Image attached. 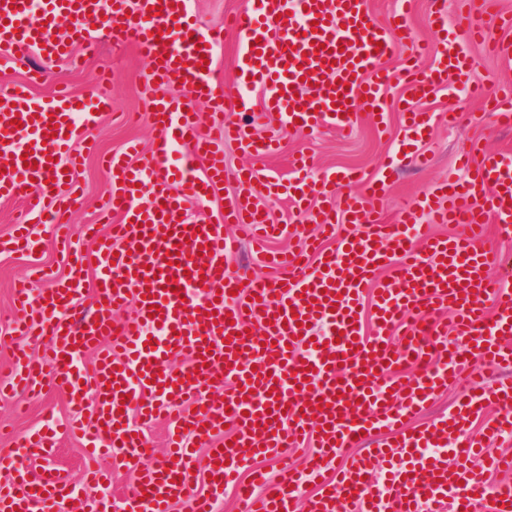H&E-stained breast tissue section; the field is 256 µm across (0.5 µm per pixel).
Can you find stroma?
<instances>
[{"label": "stroma", "mask_w": 512, "mask_h": 512, "mask_svg": "<svg viewBox=\"0 0 512 512\" xmlns=\"http://www.w3.org/2000/svg\"><path fill=\"white\" fill-rule=\"evenodd\" d=\"M80 66L56 59L44 62L47 71L44 82L31 88L39 100L49 99L61 87L81 97H90L100 74L112 78V114L87 131L79 145L83 164L77 179L83 187V197L71 202L67 189H60L50 204L60 210L65 223L73 227L102 223V213L112 187V175L103 166L105 156L121 153L130 143H137L141 155L151 151L156 131L146 113L141 97V85L150 65L129 46L115 44L111 35L102 34L95 49L75 43L71 46ZM473 59L471 76L486 84L488 92L512 83V60L489 55L484 49L470 50ZM387 100L384 124H377L366 113H359L354 130L343 135L324 128L309 134L288 131L276 123L259 118L251 126L259 137L279 139L280 149L271 156L257 157L244 152L236 143L224 145V161L232 168H252L271 180L288 179L292 159L298 150L308 151L317 161L309 174L317 179L325 170L357 169L371 177H384L387 194L380 203L386 223H395L403 206L436 186L448 173L454 172L458 153L470 149L475 157L488 154L512 156V127H499L480 104L464 95L448 96L441 91L418 102L417 111L428 113L430 129L424 138H414L406 129L401 111L405 93L400 84H392L384 93ZM460 115L457 123H449L448 110ZM261 204L274 223L283 225L281 237L271 244L272 250L296 248L300 238L292 230L301 225L305 231H316L310 216L299 213L285 196L262 197ZM34 237L38 248L30 253H0V312L12 309L15 283L27 277L34 264L51 267L56 275L69 271V259L63 242L52 225H35ZM70 411L65 390L50 381L40 398L20 396L0 397V455L16 459L25 457L26 450L18 442L28 432L55 431V445L47 459L32 460L34 470L48 467L80 480L85 459L78 440L61 435L59 429ZM135 473L124 467H113L112 482L107 486H85L87 499L111 502L112 512H128L127 502L134 484Z\"/></svg>", "instance_id": "1"}]
</instances>
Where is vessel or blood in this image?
<instances>
[{
  "label": "vessel or blood",
  "mask_w": 512,
  "mask_h": 512,
  "mask_svg": "<svg viewBox=\"0 0 512 512\" xmlns=\"http://www.w3.org/2000/svg\"><path fill=\"white\" fill-rule=\"evenodd\" d=\"M63 16L72 21L73 39L93 44L108 30L149 60L143 92L157 136L139 162L108 160L111 209L120 221L105 237L94 226L81 229L94 253L73 245L68 275L37 304L27 288L16 290L26 312L16 332L39 335L49 355L41 361L17 347L0 390L36 398L49 376L66 388L70 431L138 467L130 512H169L176 500L189 512H214L230 484L241 512H294L309 482L317 492L308 512H512V484L491 479L512 471V454L487 452L489 443L512 437L511 380L468 392L440 418L406 423L470 361L490 371L512 367V289L490 275L481 243L485 224L512 232V159L461 155V176H448L409 202L399 223L385 224L378 213L384 190L361 171L330 170L311 183L304 155L285 184L225 168L224 140L256 156L270 154L272 140H259L240 122L201 130L198 114L165 93L179 85L214 110L233 102L250 111L248 100L220 89L209 64L229 29L238 38L239 67L262 83L273 121L347 132L361 108L381 112L379 94L389 83L384 61L396 46L408 49L402 80L412 105L446 87L449 75L466 77L469 45L485 42L487 22L508 26L512 18L490 12L488 0H462L455 36L434 54L413 39L408 12L383 24L367 0H257L256 8L227 16L221 31L198 26L188 0H0V59L69 56L68 42L55 33ZM110 106L103 86L82 103L66 89L50 101L22 86L0 90V195L25 204L1 249L33 251L32 221L57 223L46 201L75 171V144ZM179 136L192 144L202 178L172 164ZM224 181L240 192L223 222L191 221L207 189ZM283 190L311 214L318 234L304 235V250L270 254L262 278L230 272L226 256L237 241L225 225L247 231L255 252H263L282 229L254 197ZM315 195L323 200L318 210L310 206ZM435 224L457 231L438 235ZM88 264L95 267V307L75 323ZM130 302L134 316L115 323V311ZM449 313L445 337L439 326ZM321 323L329 327L323 336L314 332ZM148 327L158 336L147 337ZM398 328L407 340L401 349L389 342ZM91 350L98 357L87 375L78 358ZM176 354L188 362L175 371L166 361ZM409 359L421 372L394 377ZM490 402L498 414L473 431ZM163 414L175 418L173 451L149 466L143 426ZM382 431L391 442L376 441ZM306 440L313 450L305 471L272 481L256 470L250 482L237 481L239 468ZM199 445L208 450L203 493L191 473ZM354 447L358 455L325 477L328 461ZM476 456L485 459L479 471L469 465ZM78 496L61 473L21 463L0 484V512H46Z\"/></svg>",
  "instance_id": "1"
}]
</instances>
